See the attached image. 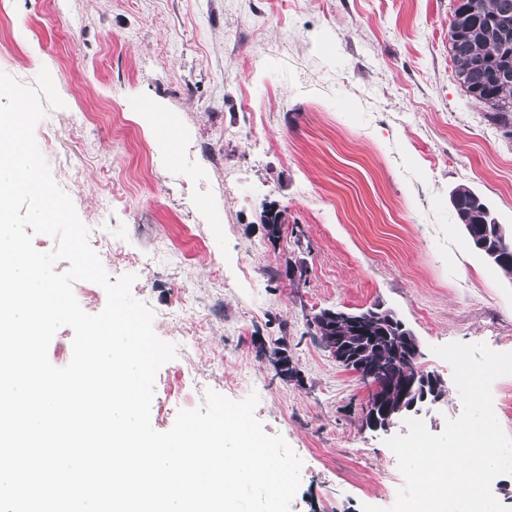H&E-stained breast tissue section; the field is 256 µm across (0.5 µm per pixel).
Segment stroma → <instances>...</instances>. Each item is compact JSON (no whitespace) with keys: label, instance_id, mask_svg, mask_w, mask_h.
I'll use <instances>...</instances> for the list:
<instances>
[{"label":"stroma","instance_id":"1","mask_svg":"<svg viewBox=\"0 0 512 512\" xmlns=\"http://www.w3.org/2000/svg\"><path fill=\"white\" fill-rule=\"evenodd\" d=\"M454 4L8 0L0 20V71L58 74L64 106L34 129L53 178L176 346L153 428L202 407V386L257 395L265 432L302 461L290 512L389 507L403 484L387 433L365 427L369 386L314 341L310 315L392 309L445 381L424 419L435 434L461 402L434 347L512 352V272L470 247L451 202L467 185L512 227V138L455 74Z\"/></svg>","mask_w":512,"mask_h":512}]
</instances>
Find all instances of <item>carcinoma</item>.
<instances>
[{
  "instance_id": "obj_1",
  "label": "carcinoma",
  "mask_w": 512,
  "mask_h": 512,
  "mask_svg": "<svg viewBox=\"0 0 512 512\" xmlns=\"http://www.w3.org/2000/svg\"><path fill=\"white\" fill-rule=\"evenodd\" d=\"M448 40L457 78L471 98L491 111L500 127L512 129V0H460L453 13ZM457 216H466L472 229L469 240L478 253L497 250L510 256L498 267L512 270V228H501L489 203L476 191L460 186L453 194ZM400 333L393 329L375 338L348 333L346 343L373 365L375 388L388 399L398 396L389 388L402 378L405 364L397 359Z\"/></svg>"
}]
</instances>
